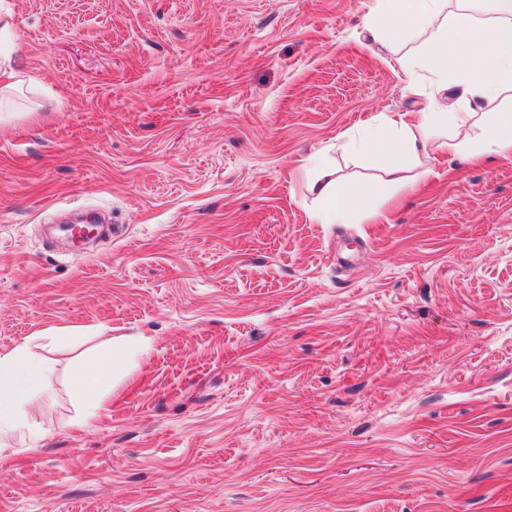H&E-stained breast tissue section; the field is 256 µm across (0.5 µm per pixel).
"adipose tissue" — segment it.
<instances>
[{"label": "adipose tissue", "mask_w": 512, "mask_h": 512, "mask_svg": "<svg viewBox=\"0 0 512 512\" xmlns=\"http://www.w3.org/2000/svg\"><path fill=\"white\" fill-rule=\"evenodd\" d=\"M383 19L376 35L397 56L407 89L426 105L415 112H381L358 129L345 133L347 146L380 173L377 192L384 197L407 188L404 171L421 159L512 158V108L480 119L484 106L512 101V0H491L493 21L479 20L469 0H383ZM416 29L419 49L406 54L401 37ZM310 190L318 207L311 218L319 224L368 219L376 211L363 182L316 177ZM145 347L130 338L105 347L96 363L76 370L74 389L84 416L97 418L103 409L101 372L121 368ZM51 369L49 358L28 345L0 353V433L26 429L31 445L43 440L34 421L44 411L42 381Z\"/></svg>", "instance_id": "obj_1"}]
</instances>
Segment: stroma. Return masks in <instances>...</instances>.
<instances>
[{
    "mask_svg": "<svg viewBox=\"0 0 512 512\" xmlns=\"http://www.w3.org/2000/svg\"><path fill=\"white\" fill-rule=\"evenodd\" d=\"M0 351L51 359L0 512H512V160L315 224L305 167L422 98L377 0H0ZM68 331L72 340L52 337ZM141 340L82 419L72 377ZM22 74L14 69L11 59L7 56L0 57V108L2 102L17 89L26 79Z\"/></svg>",
    "mask_w": 512,
    "mask_h": 512,
    "instance_id": "stroma-1",
    "label": "stroma"
}]
</instances>
